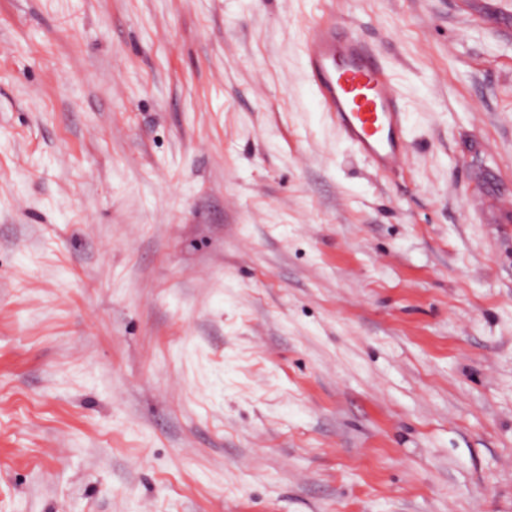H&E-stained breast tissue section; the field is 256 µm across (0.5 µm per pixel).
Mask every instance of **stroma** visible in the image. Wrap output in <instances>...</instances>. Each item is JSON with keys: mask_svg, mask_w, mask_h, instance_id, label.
<instances>
[{"mask_svg": "<svg viewBox=\"0 0 512 512\" xmlns=\"http://www.w3.org/2000/svg\"><path fill=\"white\" fill-rule=\"evenodd\" d=\"M511 201L512 0H0V512H512ZM307 77L344 139L382 173L405 162V109L381 54L331 18L308 26Z\"/></svg>", "mask_w": 512, "mask_h": 512, "instance_id": "35a3bbf8", "label": "stroma"}]
</instances>
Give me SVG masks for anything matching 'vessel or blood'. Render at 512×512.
I'll return each mask as SVG.
<instances>
[{"label": "vessel or blood", "mask_w": 512, "mask_h": 512, "mask_svg": "<svg viewBox=\"0 0 512 512\" xmlns=\"http://www.w3.org/2000/svg\"><path fill=\"white\" fill-rule=\"evenodd\" d=\"M320 106L353 149L382 173L405 162V109L381 54L331 18L311 23L303 45Z\"/></svg>", "instance_id": "b4317fda"}]
</instances>
